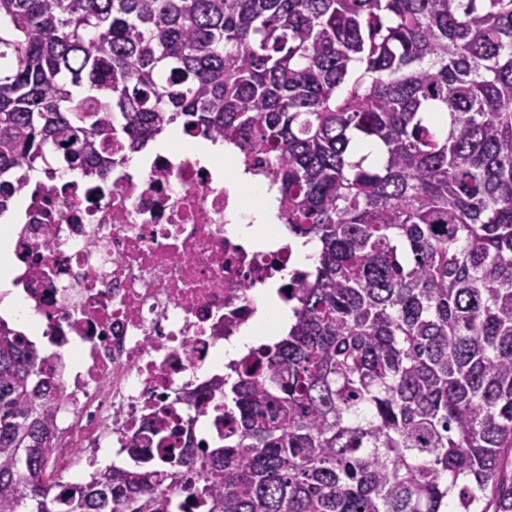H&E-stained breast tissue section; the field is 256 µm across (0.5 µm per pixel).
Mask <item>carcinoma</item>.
Masks as SVG:
<instances>
[{"label":"carcinoma","instance_id":"1","mask_svg":"<svg viewBox=\"0 0 512 512\" xmlns=\"http://www.w3.org/2000/svg\"><path fill=\"white\" fill-rule=\"evenodd\" d=\"M174 123L274 158L319 244L288 331L219 442L66 488L57 368L0 319V512H512V0H0V215Z\"/></svg>","mask_w":512,"mask_h":512}]
</instances>
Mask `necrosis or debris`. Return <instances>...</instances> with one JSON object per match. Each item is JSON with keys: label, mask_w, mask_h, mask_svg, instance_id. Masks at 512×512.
<instances>
[{"label": "necrosis or debris", "mask_w": 512, "mask_h": 512, "mask_svg": "<svg viewBox=\"0 0 512 512\" xmlns=\"http://www.w3.org/2000/svg\"><path fill=\"white\" fill-rule=\"evenodd\" d=\"M238 157L206 165L170 149L140 172L113 157L102 179L51 167L23 182L15 283L64 362L52 458L58 478L93 477L102 449L129 456L161 424L223 435L224 401L191 399L233 374L218 346L257 313L255 290L300 279L290 245L240 242Z\"/></svg>", "instance_id": "1"}]
</instances>
